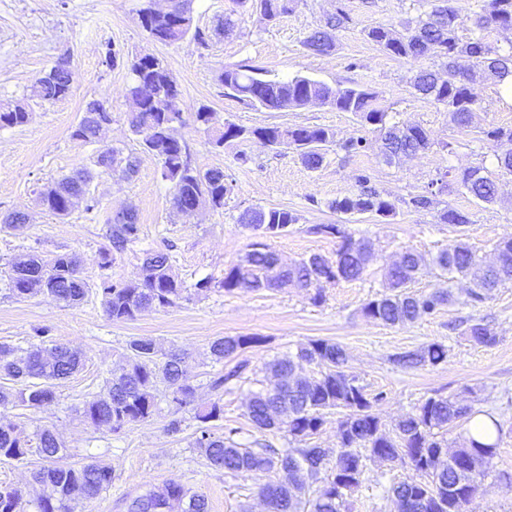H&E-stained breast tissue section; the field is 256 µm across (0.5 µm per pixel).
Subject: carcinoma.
Listing matches in <instances>:
<instances>
[{
  "instance_id": "obj_1",
  "label": "carcinoma",
  "mask_w": 512,
  "mask_h": 512,
  "mask_svg": "<svg viewBox=\"0 0 512 512\" xmlns=\"http://www.w3.org/2000/svg\"><path fill=\"white\" fill-rule=\"evenodd\" d=\"M259 6L270 22L293 10L294 0H234L241 9L250 3ZM138 19L153 41L172 44L191 38L198 48H208V35L194 25L188 0H169V8L160 12L148 3L141 8ZM350 17L339 7L324 24L313 29L304 39L305 48L317 55L327 54L335 47L333 31L348 23ZM492 30H512V0H483L481 11L471 18L468 36L458 35V12L452 5L437 6L430 12L408 22L397 33L379 25L366 31V37L388 54L419 61L425 58L439 61V68H420L410 81L413 94L443 106L453 123L464 130L469 127L471 114L478 104L469 84L478 75L502 80L512 73V43L504 48L488 39ZM465 57L472 63L470 72L456 67V60ZM71 60L60 57L38 77L27 99L59 101L68 96L71 86ZM132 84L129 97L131 132L138 137L144 150L155 156L161 177L173 187L172 203L179 211L195 204H209L214 209L224 207L233 193V185L224 172H205L195 167L186 143L173 135V126L183 122L181 91L164 61L150 53L129 60ZM224 95L234 98L256 111L288 112L311 104L330 106L341 112H352L362 123L384 132L381 154L390 163L402 156L415 154L432 146L427 131L419 125H387L388 113L376 106L375 92L360 86L331 87L305 76L276 79L266 76L263 69L248 61L225 66L218 75ZM31 112L23 101H0V129L23 126ZM112 120L104 101L87 103L81 120L71 136L85 143H95L102 123ZM194 121L204 130L214 132L212 143L221 148L226 144L263 137L277 147L299 152L307 168H320L333 135L319 126L277 125L249 128L226 120L215 127V112L200 106ZM495 143L498 166L512 173V128L497 127L485 132ZM108 175L119 171L127 177L135 170L134 161L121 157L112 147H100L90 164L75 173L63 176L39 192L41 204L53 214L64 217L80 201L86 210L97 208L98 201L90 196L88 187L95 169ZM359 190L351 195L325 203L333 211L346 214L373 213L388 219L396 214L395 204L369 186L366 175L357 178ZM454 182L469 196L483 203L497 198L495 180L485 168H468L454 176ZM448 188V181L438 179L431 188L413 195L407 205L416 211L431 210L438 205V196ZM297 214L276 208L251 207L238 216V223L260 232V239L249 244V250L236 264L224 272L218 282L200 280L194 288L206 291L222 288L232 292L239 288L251 290L301 288L309 292L314 304L322 302L324 282H352L363 279L375 260L372 244L365 238H354L341 224H320L315 232L339 239L336 257L312 254L291 265H283L267 240L288 234L298 223ZM442 224L462 226L471 223L469 214L453 208L439 213ZM110 224V247L100 252L101 265L112 261V251L122 252L139 237L140 225L134 208L123 210ZM496 263L481 265L476 254L462 241L442 250L433 259L448 282L458 277L470 279L469 298L472 305L482 304L489 292L512 281V235L497 241L494 247ZM425 258L412 251L400 254V261L388 268L389 292L378 294L363 307L368 319L385 326H404L431 315L452 300L448 288L413 293L408 285L415 281L425 265ZM80 258L62 252L50 259L25 253L10 264L6 289L18 300L38 294H48L59 301L76 306L83 302L90 285L82 277ZM143 274L129 281L114 283L103 279L97 294L107 317L112 321L134 319L149 308H171L187 291L170 264L169 255L162 251L147 254ZM464 334L473 342L491 346L496 336L484 324L468 325ZM41 345L22 355L18 349L0 344V376L13 386H0V408L22 406L33 411H45L56 404V386L81 365V353L51 340L46 332L39 335ZM261 342L257 336H224L210 346L214 359L225 363L224 372L209 380L215 399L197 410L195 418L202 424L224 417V393L247 379V360L241 358L245 349ZM126 366L118 375L106 378L102 390L85 401L80 415L95 428L106 427L119 433L125 427L149 419L157 407L159 385L165 386V397L179 412L195 398L196 388L187 382L189 357L177 351H163L148 337L133 339L127 346ZM448 358V348L430 343L418 349L393 355L392 361L403 369L436 366ZM348 355L340 345L326 340H313L300 348L296 355H284L271 362L267 370L271 380L253 392L246 405L252 424L260 431L285 432L303 447L275 448L261 444L255 449L235 441L236 430L216 436L205 427L195 447L207 462L232 476L257 471H279L284 478L259 488L268 512H347L346 496L358 487L366 471V461L407 464L422 475L423 481H401L388 493L394 498L398 512H464L469 501L482 489L497 443H486L467 437L457 448L447 450L444 434L459 421L474 415L472 407L454 398L435 395L426 398L415 412L401 420L395 429L387 431L373 408L385 397L370 395L344 367ZM305 361L322 367L320 375L309 378L297 372L298 362ZM345 411L337 424L339 450L330 457L324 448L308 440L317 435L327 411ZM368 454H362V450ZM36 456L45 465L32 473L33 482L49 486L53 494L32 500L11 485L0 484V512H69V501L76 495L94 499L112 485V465L92 461L80 467L68 463V449L48 429L28 435L17 424L0 423V461L24 462ZM182 506V512H209L204 495L192 493L175 481L166 483L159 492H149L134 499L128 512H169L172 504Z\"/></svg>"
}]
</instances>
